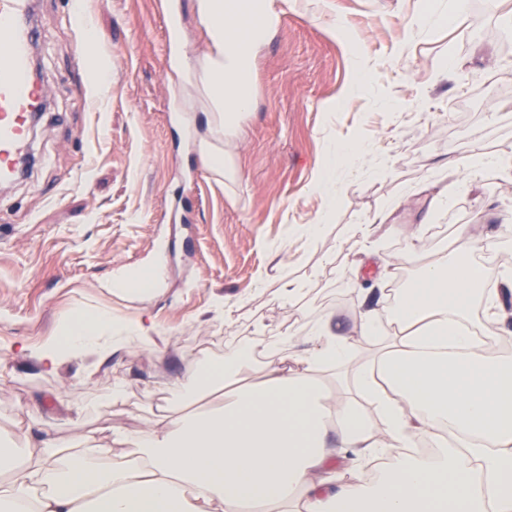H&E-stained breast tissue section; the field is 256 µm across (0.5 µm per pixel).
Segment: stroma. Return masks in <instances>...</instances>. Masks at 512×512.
Wrapping results in <instances>:
<instances>
[{
  "instance_id": "stroma-1",
  "label": "stroma",
  "mask_w": 512,
  "mask_h": 512,
  "mask_svg": "<svg viewBox=\"0 0 512 512\" xmlns=\"http://www.w3.org/2000/svg\"><path fill=\"white\" fill-rule=\"evenodd\" d=\"M171 1L82 0L112 53V95L99 101L69 0H36L50 98L35 165L0 192L1 429L30 424L81 448L108 420L146 428L158 381L256 336L302 340L331 312L355 328L361 289L407 287L460 234L479 241L512 217V180L464 166L477 153L512 155V53L491 37L512 34V0H466L463 21L411 39L407 25L448 0H281L254 105L231 141L210 133L197 90L180 82L179 66L200 67L208 40L192 0H175L172 47ZM205 138L234 160L240 185L210 169ZM339 143L357 152L329 209L313 185ZM144 267L162 272L151 293L110 292L115 276ZM286 279L304 287L295 300L282 295ZM98 307L150 318L153 347L51 376L21 353L75 309ZM117 380L124 403H103ZM81 405L93 411L78 420Z\"/></svg>"
}]
</instances>
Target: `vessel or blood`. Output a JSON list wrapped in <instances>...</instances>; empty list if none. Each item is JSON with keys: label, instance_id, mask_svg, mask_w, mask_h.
<instances>
[{"label": "vessel or blood", "instance_id": "vessel-or-blood-1", "mask_svg": "<svg viewBox=\"0 0 512 512\" xmlns=\"http://www.w3.org/2000/svg\"><path fill=\"white\" fill-rule=\"evenodd\" d=\"M80 58L98 54L88 37L87 18L75 12ZM37 27L33 0H0V176H8L30 156V124L46 107L47 90L32 75Z\"/></svg>", "mask_w": 512, "mask_h": 512}]
</instances>
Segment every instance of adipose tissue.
Wrapping results in <instances>:
<instances>
[{"mask_svg": "<svg viewBox=\"0 0 512 512\" xmlns=\"http://www.w3.org/2000/svg\"><path fill=\"white\" fill-rule=\"evenodd\" d=\"M209 40L203 84L212 123L236 136L254 98V63L275 32L276 0H195ZM462 240L385 303L365 289L347 333L335 314L298 349L257 338L221 362L188 367L159 397L147 428L112 424L86 450L24 433L0 434V512H512V356H488L466 325L475 296L494 341L512 338V312ZM152 322L75 310L55 336L26 346L51 374L66 361L146 342ZM387 336L356 362L355 397L325 381L356 361L359 340ZM436 459L415 440L441 439ZM130 451L115 454L114 446Z\"/></svg>", "mask_w": 512, "mask_h": 512, "instance_id": "ef3b65f1", "label": "adipose tissue"}]
</instances>
